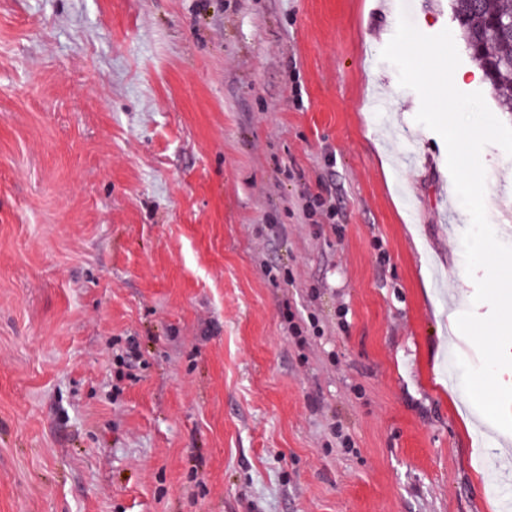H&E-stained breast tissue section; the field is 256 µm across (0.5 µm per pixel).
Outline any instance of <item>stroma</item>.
Instances as JSON below:
<instances>
[{"mask_svg": "<svg viewBox=\"0 0 512 512\" xmlns=\"http://www.w3.org/2000/svg\"><path fill=\"white\" fill-rule=\"evenodd\" d=\"M404 12L512 126L451 0H0V512H505Z\"/></svg>", "mask_w": 512, "mask_h": 512, "instance_id": "obj_1", "label": "stroma"}]
</instances>
